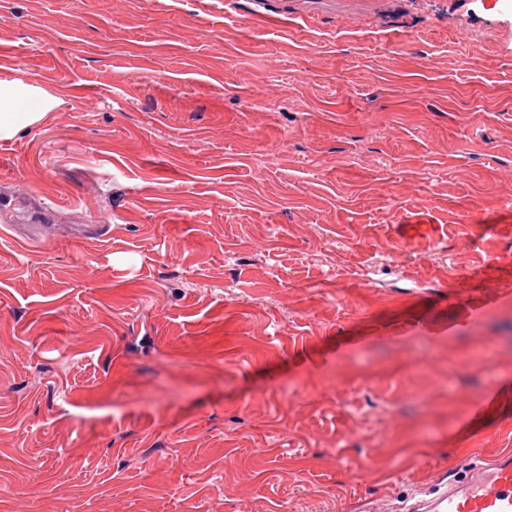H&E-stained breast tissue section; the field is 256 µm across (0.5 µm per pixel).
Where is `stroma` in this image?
<instances>
[{"instance_id": "35a3bbf8", "label": "stroma", "mask_w": 512, "mask_h": 512, "mask_svg": "<svg viewBox=\"0 0 512 512\" xmlns=\"http://www.w3.org/2000/svg\"><path fill=\"white\" fill-rule=\"evenodd\" d=\"M0 512H407L512 450V0H0ZM58 100L21 79L0 80V139L38 124Z\"/></svg>"}]
</instances>
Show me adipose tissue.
<instances>
[{"label": "adipose tissue", "mask_w": 512, "mask_h": 512, "mask_svg": "<svg viewBox=\"0 0 512 512\" xmlns=\"http://www.w3.org/2000/svg\"><path fill=\"white\" fill-rule=\"evenodd\" d=\"M58 104L55 97L20 79L0 80V139L38 124Z\"/></svg>", "instance_id": "obj_1"}]
</instances>
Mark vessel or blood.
<instances>
[{"label": "vessel or blood", "instance_id": "obj_1", "mask_svg": "<svg viewBox=\"0 0 512 512\" xmlns=\"http://www.w3.org/2000/svg\"><path fill=\"white\" fill-rule=\"evenodd\" d=\"M424 512H512V453L470 461L447 490L427 502Z\"/></svg>", "mask_w": 512, "mask_h": 512}]
</instances>
